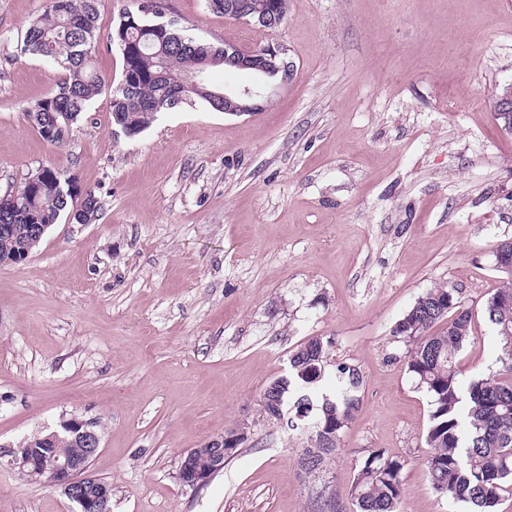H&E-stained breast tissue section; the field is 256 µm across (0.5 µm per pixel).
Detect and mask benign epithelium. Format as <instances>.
<instances>
[{"label":"benign epithelium","instance_id":"benign-epithelium-1","mask_svg":"<svg viewBox=\"0 0 512 512\" xmlns=\"http://www.w3.org/2000/svg\"><path fill=\"white\" fill-rule=\"evenodd\" d=\"M224 15L234 20L257 25L262 23L277 28L281 23V14L274 18L267 16L254 18L241 0H225ZM224 65L257 71L258 76L279 74L278 84L285 85L292 76V64L288 61L287 49L278 43L242 49L234 45L227 46L224 51ZM267 84L258 81L252 86L236 90L224 91V113L230 115H250L263 109L262 99ZM495 111L503 119L504 126L512 130V84L504 88L495 105ZM69 434L79 444L80 455L67 456L63 459L44 455L39 461L41 481L61 492L79 509V512H112L111 486L100 482L89 472L91 461L98 455L101 448L102 434L98 429L97 420L84 419L77 416L63 418L58 425L48 430L43 437L45 442H53L60 434ZM252 434V425L242 422L228 429V434L214 438L200 448H192L184 453L180 467L179 480L187 487L196 489L204 486L214 475V471L224 467V462L234 453L224 451V442H247ZM9 463L20 471L32 463L25 444L8 450ZM206 457L212 460L213 466L201 469L196 466V459Z\"/></svg>","mask_w":512,"mask_h":512}]
</instances>
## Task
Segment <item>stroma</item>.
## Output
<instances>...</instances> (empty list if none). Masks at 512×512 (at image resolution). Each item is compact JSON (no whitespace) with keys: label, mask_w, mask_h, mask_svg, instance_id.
I'll return each mask as SVG.
<instances>
[{"label":"stroma","mask_w":512,"mask_h":512,"mask_svg":"<svg viewBox=\"0 0 512 512\" xmlns=\"http://www.w3.org/2000/svg\"><path fill=\"white\" fill-rule=\"evenodd\" d=\"M46 0H0V188L60 166L101 202L60 221L22 264H0V448L61 418L100 420L91 473L112 512H317L329 489L354 512V465L405 459L402 512H448L425 466L430 399L391 331L418 297L458 289L473 309L464 378L500 365L481 305L512 240V133L494 101L512 84V0H288L263 29L164 0L195 38L284 45L288 84L260 112L204 103L126 137L109 94L59 146L27 109L63 72L23 53ZM133 0H102L96 66L120 80L112 31ZM363 374L361 411L314 479L304 442L258 419L266 386L308 338ZM253 422L201 489L180 459ZM0 512H77L58 489L0 463Z\"/></svg>","instance_id":"stroma-1"}]
</instances>
